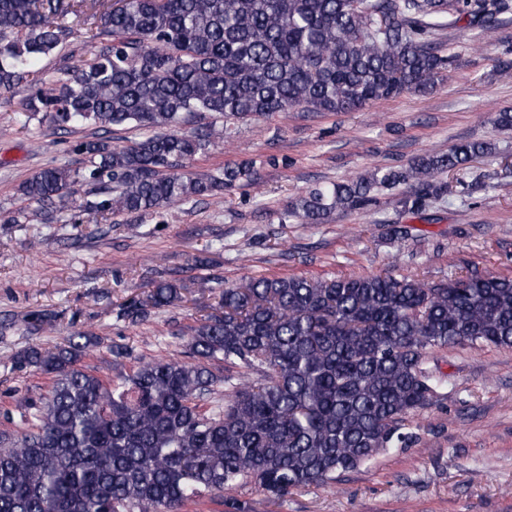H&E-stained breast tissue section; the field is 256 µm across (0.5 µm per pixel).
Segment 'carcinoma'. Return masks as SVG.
I'll use <instances>...</instances> for the list:
<instances>
[{
	"label": "carcinoma",
	"instance_id": "obj_1",
	"mask_svg": "<svg viewBox=\"0 0 512 512\" xmlns=\"http://www.w3.org/2000/svg\"><path fill=\"white\" fill-rule=\"evenodd\" d=\"M97 2L0 0V88L38 85L24 112L62 129L146 130L125 145L81 141L73 151L85 168L50 165L21 186L45 204L89 185L86 209L103 218L250 186L251 162L186 168L239 123L425 92L454 62L443 31L463 21L483 32L512 14V0H115L84 19L90 59L33 71L73 36L69 17ZM206 115L213 121L176 131ZM494 153L490 141H461L405 168L377 167L308 191L282 223L326 224L402 185L403 212L419 215L447 194L443 174ZM180 299L181 286L155 280L122 315L135 324ZM222 307L189 328L187 359L143 362L116 384L78 366L94 336L20 352L15 366L51 387L27 430L0 433V512H182L206 493L246 512L224 491L250 483L280 498L407 444L405 422L438 398L427 349L512 348L508 277L251 278L224 287ZM221 362L224 408L208 411L201 401Z\"/></svg>",
	"mask_w": 512,
	"mask_h": 512
}]
</instances>
